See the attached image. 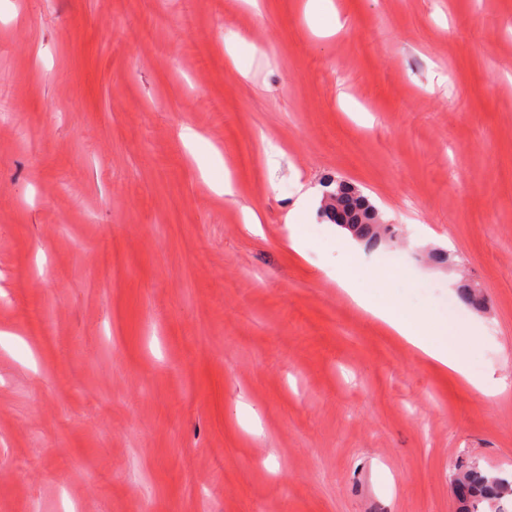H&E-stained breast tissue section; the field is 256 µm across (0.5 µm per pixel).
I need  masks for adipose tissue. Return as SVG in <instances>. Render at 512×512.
Listing matches in <instances>:
<instances>
[{"label": "adipose tissue", "instance_id": "obj_1", "mask_svg": "<svg viewBox=\"0 0 512 512\" xmlns=\"http://www.w3.org/2000/svg\"><path fill=\"white\" fill-rule=\"evenodd\" d=\"M337 283L365 311L385 322L428 357L448 367L461 378H468L467 349L449 331L445 321L429 315L406 312L394 299L375 300L359 288L356 279L344 276Z\"/></svg>", "mask_w": 512, "mask_h": 512}]
</instances>
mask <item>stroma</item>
Instances as JSON below:
<instances>
[{
	"instance_id": "stroma-1",
	"label": "stroma",
	"mask_w": 512,
	"mask_h": 512,
	"mask_svg": "<svg viewBox=\"0 0 512 512\" xmlns=\"http://www.w3.org/2000/svg\"><path fill=\"white\" fill-rule=\"evenodd\" d=\"M307 4L0 0V512H459L455 466L512 474V0ZM336 178L394 229L361 287L472 320L504 393L358 308L335 225L291 247Z\"/></svg>"
}]
</instances>
